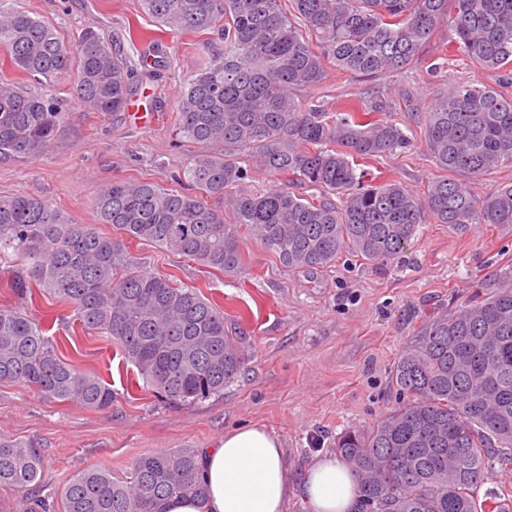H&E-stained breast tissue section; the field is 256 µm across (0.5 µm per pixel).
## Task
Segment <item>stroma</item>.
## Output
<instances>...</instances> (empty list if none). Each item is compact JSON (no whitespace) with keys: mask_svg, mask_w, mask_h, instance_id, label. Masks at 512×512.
Masks as SVG:
<instances>
[{"mask_svg":"<svg viewBox=\"0 0 512 512\" xmlns=\"http://www.w3.org/2000/svg\"><path fill=\"white\" fill-rule=\"evenodd\" d=\"M21 9L52 24L63 36L91 28L120 44L135 74L144 70L148 41L162 37L171 67L144 82L130 111L96 118L74 101L72 85L55 87L67 118L52 146L29 162L0 164V195L25 194L50 202L80 224L96 222L94 201L107 183L147 180L173 186L185 159L176 134L178 90L200 64L197 38L161 35L141 0H19ZM446 33L437 30L421 59L402 76L350 79L329 69L309 97L328 108L337 101L410 88L425 108L449 83L495 85L494 74L455 51L439 53ZM391 117L409 135L406 153L370 163L372 173L401 181L415 194L441 177L413 113ZM246 273L227 275L150 245L138 257L178 284L196 287L223 303L229 315L247 309L244 323L253 356L241 377L190 406L158 402L136 383L137 375L102 336L84 334L69 308L36 298L22 304L34 319L56 317L52 330L61 355L96 372L112 388L109 410L50 401L35 392L0 384V438L38 448L45 462L39 491L51 512L72 475L105 467L122 476L140 455L170 448L208 447L225 431L260 424L282 442L300 483L317 456L334 451L343 429H366L394 403L391 367L429 314L458 308L479 279L512 266V226L458 230L426 221L401 260L376 263L349 255L314 272L288 270L252 239L240 244Z\"/></svg>","mask_w":512,"mask_h":512,"instance_id":"stroma-1","label":"stroma"}]
</instances>
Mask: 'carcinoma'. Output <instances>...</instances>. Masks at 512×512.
<instances>
[{
    "mask_svg": "<svg viewBox=\"0 0 512 512\" xmlns=\"http://www.w3.org/2000/svg\"><path fill=\"white\" fill-rule=\"evenodd\" d=\"M174 37L210 34L182 85L177 134L187 144L184 190L114 181L98 194L97 224H76L49 202L0 196L6 287L68 306L81 330L104 336L161 401L191 405L224 394L251 355L246 334L198 288L175 284L131 251L143 243L234 274L249 235L290 270L312 272L344 253L395 260L430 217L466 229L512 225V186L479 197L470 181L512 163V0H142ZM498 87L456 83L418 115L436 166L424 198L361 168L402 153L410 138L389 113L403 92L349 100L327 112L303 99L330 65L350 77L409 71L434 33ZM224 43V49L217 43ZM36 83L72 81L77 104L114 116L135 94L127 61L94 30L74 40L0 0V69ZM65 113L53 96L0 79V163L32 160ZM251 165H244V160ZM267 189L242 190L252 169ZM310 193H305V190ZM47 329L0 305V383L49 400L106 410L112 388L64 361ZM396 403L367 430L348 429L336 454L358 488L354 512H512V489L478 491L512 467V268L485 280L456 310L425 320L391 370ZM44 476L40 451L0 439V486L29 495ZM198 451L134 458L116 480L84 469L61 491V512H165L172 497L202 499Z\"/></svg>",
    "mask_w": 512,
    "mask_h": 512,
    "instance_id": "1",
    "label": "carcinoma"
}]
</instances>
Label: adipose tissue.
I'll return each mask as SVG.
<instances>
[{"label":"adipose tissue","mask_w":512,"mask_h":512,"mask_svg":"<svg viewBox=\"0 0 512 512\" xmlns=\"http://www.w3.org/2000/svg\"><path fill=\"white\" fill-rule=\"evenodd\" d=\"M199 461L205 498L172 499L166 512H285L297 489L311 512H350L356 498L346 464L330 455L317 457L293 486L280 439L258 424L225 431Z\"/></svg>","instance_id":"1"}]
</instances>
